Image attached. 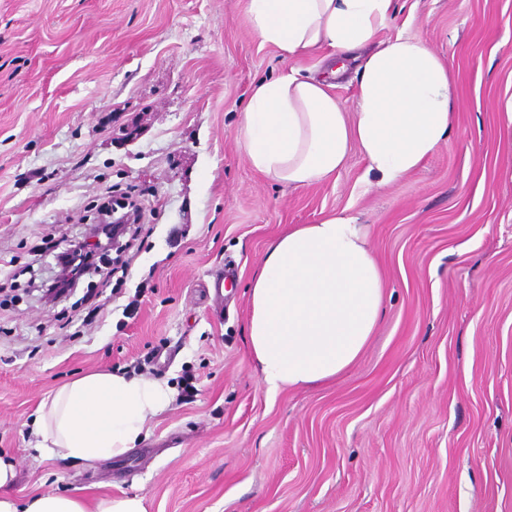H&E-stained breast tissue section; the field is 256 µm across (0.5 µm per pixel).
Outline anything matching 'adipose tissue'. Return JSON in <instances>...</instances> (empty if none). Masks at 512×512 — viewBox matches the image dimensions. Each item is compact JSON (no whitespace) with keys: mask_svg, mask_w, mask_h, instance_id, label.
Masks as SVG:
<instances>
[{"mask_svg":"<svg viewBox=\"0 0 512 512\" xmlns=\"http://www.w3.org/2000/svg\"><path fill=\"white\" fill-rule=\"evenodd\" d=\"M392 0H248L262 43L294 61L319 51L365 49L353 110L328 82L296 69L257 83L243 112L239 147L265 177L294 187L331 179L359 151L385 185L417 170L453 126L450 61L415 36L376 37ZM386 284L368 225L340 211L295 224L268 248L249 287V349L268 391L337 379L366 348L383 312ZM169 399L136 376L95 372L65 385L32 423L38 455L93 460L125 454ZM15 477L0 458V512H87L79 493L25 504L5 494Z\"/></svg>","mask_w":512,"mask_h":512,"instance_id":"ef3b65f1","label":"adipose tissue"}]
</instances>
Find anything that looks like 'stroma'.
I'll list each match as a JSON object with an SVG mask.
<instances>
[{"label":"stroma","mask_w":512,"mask_h":512,"mask_svg":"<svg viewBox=\"0 0 512 512\" xmlns=\"http://www.w3.org/2000/svg\"><path fill=\"white\" fill-rule=\"evenodd\" d=\"M451 61L450 141L398 183L293 187L238 146L254 85L289 68L246 0H0V456L19 500L81 489L147 512H512V0H393ZM151 227L69 299L39 290L109 196ZM370 225L384 315L347 372L269 394L248 286L294 224ZM109 369L168 384L129 452L38 456L29 424ZM193 395H185L186 384Z\"/></svg>","instance_id":"35a3bbf8"}]
</instances>
